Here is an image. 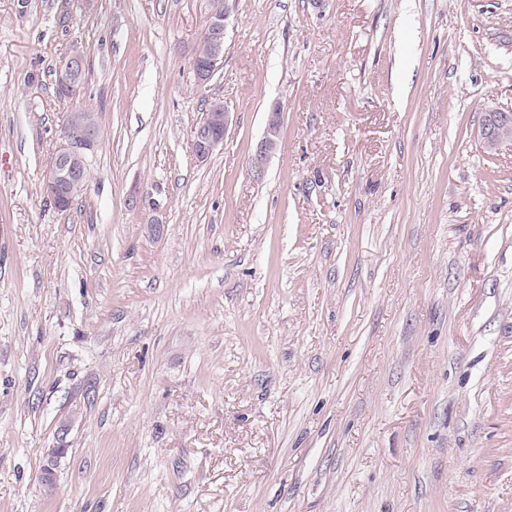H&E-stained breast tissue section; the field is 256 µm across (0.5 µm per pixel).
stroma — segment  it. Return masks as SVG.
Masks as SVG:
<instances>
[{"label":"stroma","mask_w":512,"mask_h":512,"mask_svg":"<svg viewBox=\"0 0 512 512\" xmlns=\"http://www.w3.org/2000/svg\"><path fill=\"white\" fill-rule=\"evenodd\" d=\"M209 3L0 0V512H512V0H233L200 93ZM230 0H211L209 11L224 9V13L210 12L206 18L199 45L207 46V54L197 63L198 49L192 52L194 86L197 90H205L224 63V46L227 29L231 22ZM85 58L86 55L83 50L78 46H74L58 61L55 71V82L59 94L63 96L73 95L77 89L79 76V83L83 90L88 66L87 58L86 63ZM229 105L213 99L203 119L196 125L191 139V150L198 161L208 160L224 146V138L231 123ZM275 111H278L276 107L273 108L271 112H268L263 137L256 145L251 156V168L257 175L262 174L268 159L276 151L279 144L281 132L279 121L282 113ZM67 112L59 130L60 143L46 167L43 185L47 197L55 208L65 211L79 199L83 192L77 193L72 200V192L83 182L90 181L85 175L89 170L88 152L93 150L101 140L102 125L99 114L83 109ZM88 112V113H87ZM480 129V139L488 151H494L506 140H512V113L486 112Z\"/></svg>","instance_id":"1"}]
</instances>
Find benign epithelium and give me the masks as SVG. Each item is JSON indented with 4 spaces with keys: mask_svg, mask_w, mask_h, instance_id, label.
<instances>
[{
    "mask_svg": "<svg viewBox=\"0 0 512 512\" xmlns=\"http://www.w3.org/2000/svg\"><path fill=\"white\" fill-rule=\"evenodd\" d=\"M230 0H224V12H211L206 18L199 44L207 46V54L197 61L198 49H193L192 60L194 86L202 91L208 87L224 63V46L227 29L231 22ZM85 67V54L77 46L72 47L57 63L55 82L59 94L71 96L77 89L78 80ZM282 113H268L263 137L251 156V168L258 174L264 171L270 156L276 151ZM231 123L229 105L221 99H213L203 119L196 125L191 139V150L197 160H208L224 146V138ZM102 125L96 112L74 109L66 113L59 130L60 143L46 167L43 185L47 197L55 208L65 211L72 201V192L85 182L89 170L88 152L101 140ZM480 139L488 151H494L506 141L512 140V113L487 112L480 129ZM133 208L145 215L146 223L160 224L156 216L159 206L145 192L131 200Z\"/></svg>",
    "mask_w": 512,
    "mask_h": 512,
    "instance_id": "7a95c632",
    "label": "benign epithelium"
}]
</instances>
